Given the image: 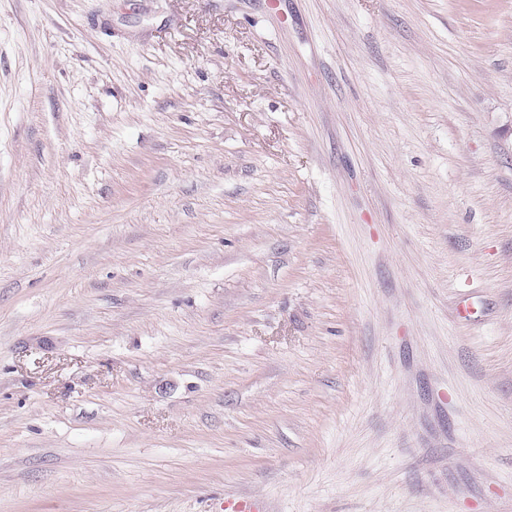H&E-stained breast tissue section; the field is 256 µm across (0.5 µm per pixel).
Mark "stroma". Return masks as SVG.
<instances>
[{
    "instance_id": "1",
    "label": "stroma",
    "mask_w": 512,
    "mask_h": 512,
    "mask_svg": "<svg viewBox=\"0 0 512 512\" xmlns=\"http://www.w3.org/2000/svg\"><path fill=\"white\" fill-rule=\"evenodd\" d=\"M229 495L512 512V0H0V512Z\"/></svg>"
}]
</instances>
